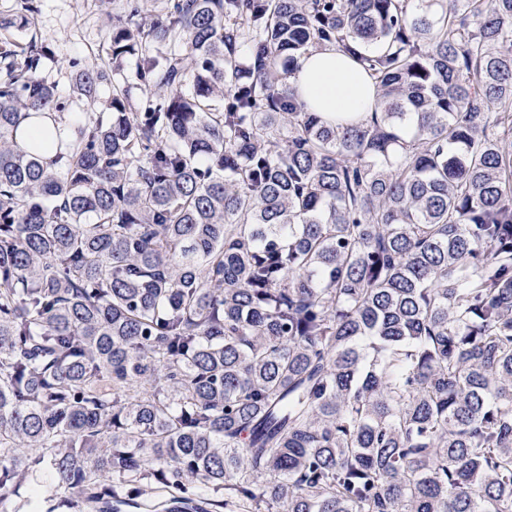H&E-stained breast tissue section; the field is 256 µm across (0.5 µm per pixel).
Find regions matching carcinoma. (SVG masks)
<instances>
[{
  "label": "carcinoma",
  "instance_id": "cac0c4a2",
  "mask_svg": "<svg viewBox=\"0 0 512 512\" xmlns=\"http://www.w3.org/2000/svg\"><path fill=\"white\" fill-rule=\"evenodd\" d=\"M156 4L66 96L0 14V503L512 512V0ZM329 46L362 122L287 81ZM49 469L46 461L33 468L25 485L21 488L20 492L22 498L11 497L3 505L0 504V512H14L15 509L20 507L21 512H40L39 501L35 498L33 492L35 489H43L49 483ZM29 500L28 504H24L23 500Z\"/></svg>",
  "mask_w": 512,
  "mask_h": 512
}]
</instances>
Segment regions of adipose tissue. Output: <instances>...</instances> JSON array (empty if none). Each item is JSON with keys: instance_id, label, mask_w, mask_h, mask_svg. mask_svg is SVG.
<instances>
[{"instance_id": "obj_1", "label": "adipose tissue", "mask_w": 512, "mask_h": 512, "mask_svg": "<svg viewBox=\"0 0 512 512\" xmlns=\"http://www.w3.org/2000/svg\"><path fill=\"white\" fill-rule=\"evenodd\" d=\"M289 81L307 111L330 120L361 121L374 108V84L354 58L334 48L314 52Z\"/></svg>"}]
</instances>
